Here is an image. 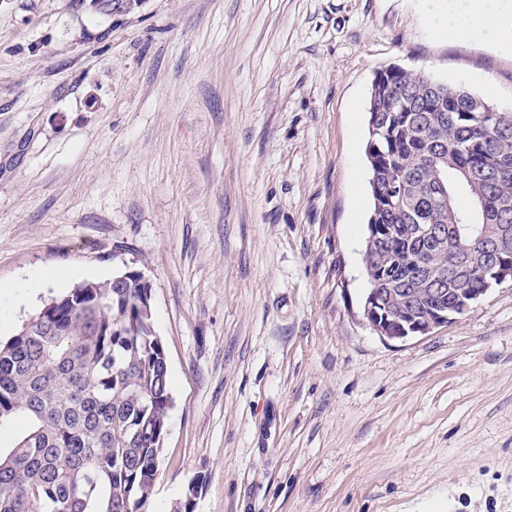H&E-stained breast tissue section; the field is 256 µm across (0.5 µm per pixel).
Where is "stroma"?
<instances>
[{
    "instance_id": "35a3bbf8",
    "label": "stroma",
    "mask_w": 512,
    "mask_h": 512,
    "mask_svg": "<svg viewBox=\"0 0 512 512\" xmlns=\"http://www.w3.org/2000/svg\"><path fill=\"white\" fill-rule=\"evenodd\" d=\"M448 0H0V340L129 268L172 407L150 512H512V282L363 317L367 101L397 65L512 113V18ZM469 1L472 3L466 13L448 14L447 28L441 31L444 36L484 39L500 27L504 14L491 3L493 0ZM206 483L204 477H197L187 486L184 496L172 506L173 512H195L196 499L202 492Z\"/></svg>"
}]
</instances>
